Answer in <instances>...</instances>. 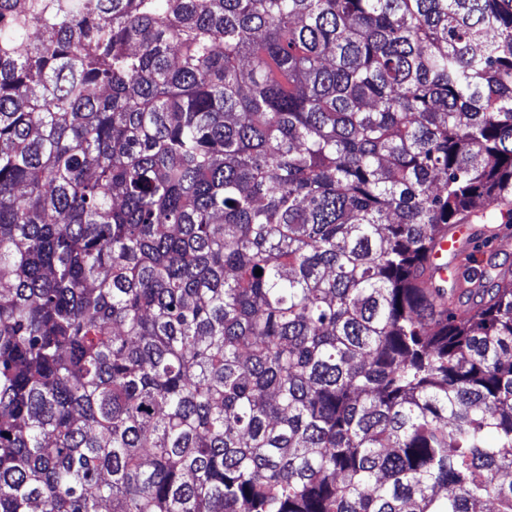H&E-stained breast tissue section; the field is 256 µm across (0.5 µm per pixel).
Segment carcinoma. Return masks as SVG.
Wrapping results in <instances>:
<instances>
[{"label": "carcinoma", "instance_id": "carcinoma-1", "mask_svg": "<svg viewBox=\"0 0 512 512\" xmlns=\"http://www.w3.org/2000/svg\"><path fill=\"white\" fill-rule=\"evenodd\" d=\"M459 224H512V0H0V512H512Z\"/></svg>", "mask_w": 512, "mask_h": 512}]
</instances>
